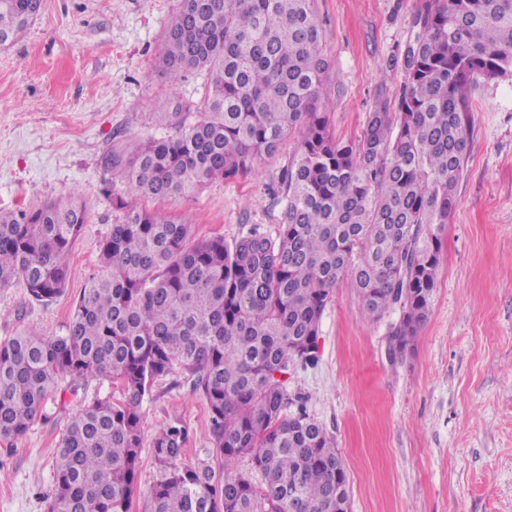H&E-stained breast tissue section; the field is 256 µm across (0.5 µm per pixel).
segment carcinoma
<instances>
[{
    "mask_svg": "<svg viewBox=\"0 0 512 512\" xmlns=\"http://www.w3.org/2000/svg\"><path fill=\"white\" fill-rule=\"evenodd\" d=\"M42 0H0V47ZM398 93L380 89L355 143L330 133L329 63L315 0H181L165 32L172 88L209 84L187 124L100 162L126 179L107 190L122 213L99 248L68 323L23 327L0 342V437L23 435L48 397L105 377L123 398L72 417L57 449L49 512H130L141 470L140 407L154 382L191 377L210 413L213 447L182 462L189 429L153 441L151 512H348V477L309 397L277 378L318 361L321 317L345 285L376 321L399 311L396 347L412 346L432 309L442 231L471 136V91L512 76V0H424ZM298 135L282 170L276 234L195 239L190 222L132 198L176 201L246 174ZM87 223L79 190L65 201L0 211V289L48 306L64 293L68 256ZM242 458L252 476L233 471Z\"/></svg>",
    "mask_w": 512,
    "mask_h": 512,
    "instance_id": "cac0c4a2",
    "label": "carcinoma"
}]
</instances>
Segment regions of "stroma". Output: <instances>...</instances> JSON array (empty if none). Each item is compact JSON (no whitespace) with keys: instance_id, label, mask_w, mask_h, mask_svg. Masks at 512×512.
I'll list each match as a JSON object with an SVG mask.
<instances>
[{"instance_id":"stroma-1","label":"stroma","mask_w":512,"mask_h":512,"mask_svg":"<svg viewBox=\"0 0 512 512\" xmlns=\"http://www.w3.org/2000/svg\"><path fill=\"white\" fill-rule=\"evenodd\" d=\"M423 0H316L329 69L336 137L361 136L380 87L397 92L413 20ZM180 0H43L40 14L0 48V211L29 209L80 190L88 220L70 255L63 296L29 303L21 286L0 290V340L34 326L60 332L99 265V244L121 212L104 194L121 186L99 163L108 143L171 134L159 113L196 120L206 77L172 90L163 73L164 33ZM472 135L457 202L443 232L432 312L413 347L388 358L397 313L373 321L340 287L320 324L316 365L292 372L291 390L333 436L349 483V512H512V77L472 94ZM295 149L250 173L216 180L177 201L195 238L233 241L275 233L281 207L270 190ZM121 399L100 378L50 395L16 438H0V512H48L55 451L74 412ZM142 466L131 512H151L153 439L169 421L189 429L184 455L211 445L210 417L190 381L158 380L141 406Z\"/></svg>"}]
</instances>
